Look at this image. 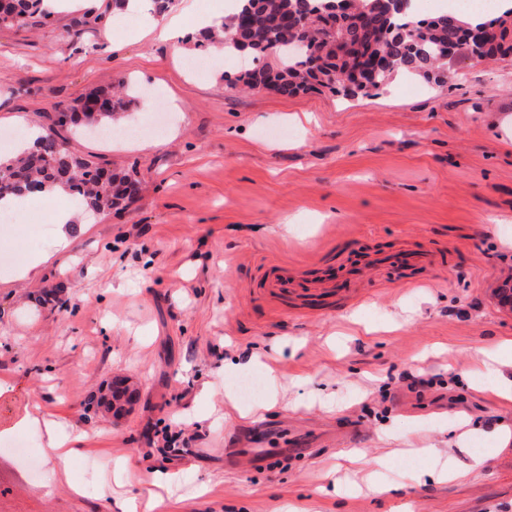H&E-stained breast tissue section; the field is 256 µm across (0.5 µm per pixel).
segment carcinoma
<instances>
[{"instance_id": "1", "label": "carcinoma", "mask_w": 512, "mask_h": 512, "mask_svg": "<svg viewBox=\"0 0 512 512\" xmlns=\"http://www.w3.org/2000/svg\"><path fill=\"white\" fill-rule=\"evenodd\" d=\"M43 0H13L9 5L12 18L24 22L42 11ZM322 0H237L238 7L220 25L201 32L196 46L205 47L215 41L233 52L239 51L233 36L242 33L250 40L249 51L274 58L275 64L244 71L236 82L248 89L273 87L281 95H296L316 88H327L345 96L349 92L338 87V76L353 72L355 57L338 55L336 40L388 61L387 69L365 80L373 88L385 84L399 71L426 78L433 72L445 76L448 57L461 52L481 60L512 52V8L497 15L489 24L490 36L480 46L467 41L470 27L481 21L465 22L442 14L416 22L405 14L389 13L387 0H343L340 16L318 13ZM416 23L409 35L398 30ZM106 97L111 107L85 114L83 124L100 128L112 127V121L128 110L132 96L115 90H94L87 97ZM59 118L45 130L33 150L17 151L0 157L6 171L0 172V202L20 197L37 186L56 185L78 198L96 213L123 211L137 196L138 182L128 174H114L108 182L98 179L102 163L90 156L76 160V154L66 148Z\"/></svg>"}]
</instances>
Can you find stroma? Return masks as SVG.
<instances>
[{"instance_id":"stroma-1","label":"stroma","mask_w":512,"mask_h":512,"mask_svg":"<svg viewBox=\"0 0 512 512\" xmlns=\"http://www.w3.org/2000/svg\"><path fill=\"white\" fill-rule=\"evenodd\" d=\"M230 11L173 0L165 17L189 33L168 42L150 33L151 0L138 20L112 0H66L0 27V137L121 80L138 98L123 126L146 119V99L175 115L157 137L66 132L70 150L138 180L123 212L61 194L0 223L14 259L0 269V424L38 400L78 450L55 477L43 432H26L33 463L0 443V512H121L154 469L172 474L154 512H512V402L480 381L485 347L512 338L498 296L512 280V53L457 56L446 83L396 76L355 97L244 92L253 54L185 64L195 21ZM69 206L61 252L57 228L34 219ZM402 250L438 262L363 266ZM271 264L316 270L339 293L260 294ZM248 371L262 393L226 399ZM116 375L140 389L118 424L96 408ZM493 428L507 435L474 466ZM166 430L190 437L189 453H163ZM350 449L359 462L343 460ZM439 460L463 478H420Z\"/></svg>"}]
</instances>
